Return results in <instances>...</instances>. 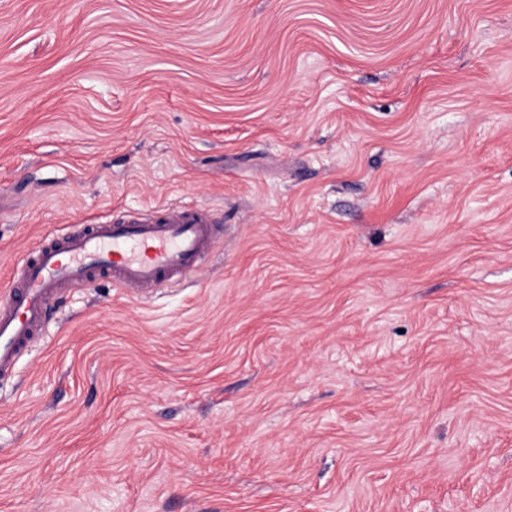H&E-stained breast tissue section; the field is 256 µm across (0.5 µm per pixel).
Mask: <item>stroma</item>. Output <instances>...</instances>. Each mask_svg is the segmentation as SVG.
Returning a JSON list of instances; mask_svg holds the SVG:
<instances>
[{
  "mask_svg": "<svg viewBox=\"0 0 512 512\" xmlns=\"http://www.w3.org/2000/svg\"><path fill=\"white\" fill-rule=\"evenodd\" d=\"M167 205L204 265L0 383V512H512V0H0V290Z\"/></svg>",
  "mask_w": 512,
  "mask_h": 512,
  "instance_id": "stroma-1",
  "label": "stroma"
}]
</instances>
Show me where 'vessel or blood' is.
<instances>
[{"instance_id": "1", "label": "vessel or blood", "mask_w": 512, "mask_h": 512, "mask_svg": "<svg viewBox=\"0 0 512 512\" xmlns=\"http://www.w3.org/2000/svg\"><path fill=\"white\" fill-rule=\"evenodd\" d=\"M214 226L201 209L165 208L151 223L93 224L37 245L21 263V281L0 298V379L43 335L46 313L61 290L92 273L130 288L159 287L196 269Z\"/></svg>"}]
</instances>
